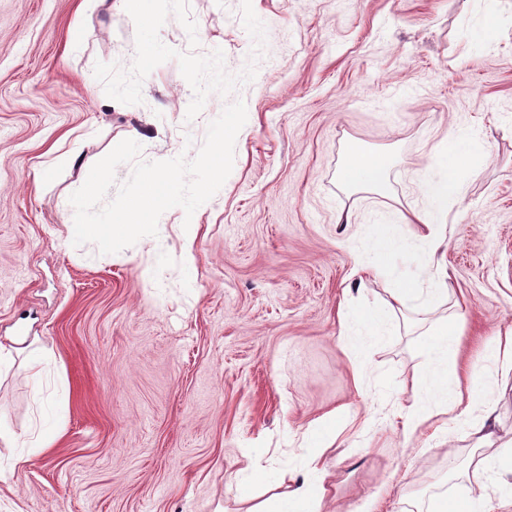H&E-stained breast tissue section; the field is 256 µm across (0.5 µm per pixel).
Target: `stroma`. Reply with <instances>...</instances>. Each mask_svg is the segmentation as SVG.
<instances>
[{
    "instance_id": "obj_1",
    "label": "stroma",
    "mask_w": 512,
    "mask_h": 512,
    "mask_svg": "<svg viewBox=\"0 0 512 512\" xmlns=\"http://www.w3.org/2000/svg\"><path fill=\"white\" fill-rule=\"evenodd\" d=\"M80 2L0 0V342L34 348L0 377V428L22 441L40 415L36 355L45 429L60 433L19 466L0 441V512H249L279 471L302 476L329 418L321 512H428L477 493L505 512L512 472L475 465L512 439V382L486 361L512 333V0H148L146 22ZM237 99L247 121L199 209L193 265L178 207L118 253L74 245L69 198L95 163L131 138L144 161L194 158ZM457 130L481 149L448 213L447 295L374 342L341 335V305L365 313L390 286L357 287L355 257L423 287L404 217ZM354 147L390 153L385 191L342 183ZM67 150L73 167L47 169ZM383 236L408 247L386 254ZM448 316L462 349L449 392L495 406L480 448L453 417L405 432L429 329ZM252 453L265 485L235 480Z\"/></svg>"
}]
</instances>
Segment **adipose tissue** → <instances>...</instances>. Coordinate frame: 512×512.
<instances>
[{
	"mask_svg": "<svg viewBox=\"0 0 512 512\" xmlns=\"http://www.w3.org/2000/svg\"><path fill=\"white\" fill-rule=\"evenodd\" d=\"M438 147L446 154L448 163L443 169L426 174L422 184L425 204L412 213L414 223L420 228V237L427 246L421 257L422 271L430 285L426 292L433 296L441 293L447 276L440 251L448 237V210L462 194L478 143L468 133L457 132L452 137L441 139ZM387 170L383 155L355 150L350 153L341 178L351 187L382 188L386 185ZM426 292L419 288L390 289L389 297L381 307L371 310L364 318L351 311L344 312L342 324L347 329L361 326L370 337L385 335L394 326L396 312L418 301ZM432 334L433 338L426 348L430 364L427 390L414 392L408 407L407 429L411 432L432 418L455 411L465 416L476 408L487 416L494 411L490 401L452 396L443 388L449 367L458 361L459 331L456 324L443 322L433 327ZM320 458V453H312L304 477L295 481L289 490L255 507L254 512H319L324 494L320 481L323 472Z\"/></svg>",
	"mask_w": 512,
	"mask_h": 512,
	"instance_id": "obj_1",
	"label": "adipose tissue"
}]
</instances>
